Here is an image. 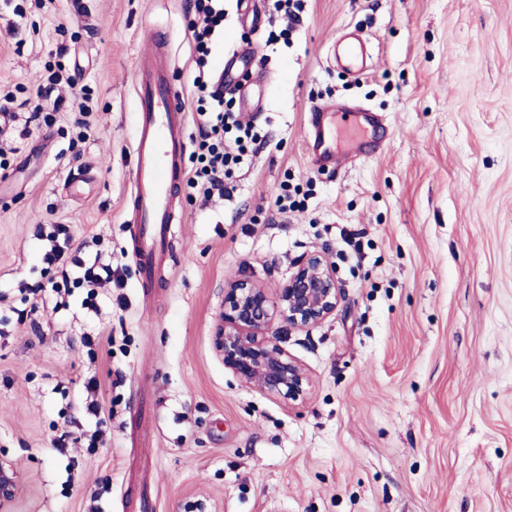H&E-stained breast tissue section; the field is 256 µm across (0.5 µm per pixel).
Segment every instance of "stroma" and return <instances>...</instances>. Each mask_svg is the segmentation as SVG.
Returning a JSON list of instances; mask_svg holds the SVG:
<instances>
[{
  "instance_id": "stroma-1",
  "label": "stroma",
  "mask_w": 512,
  "mask_h": 512,
  "mask_svg": "<svg viewBox=\"0 0 512 512\" xmlns=\"http://www.w3.org/2000/svg\"><path fill=\"white\" fill-rule=\"evenodd\" d=\"M23 5L26 16L13 10ZM232 52L266 59L260 141L231 197L180 185L174 247L154 280L132 256L124 201L133 165L134 69L164 28L173 83L193 70L191 0H0V99L22 102L50 66H80L87 96L0 138V457L21 476L11 512H180L209 493L219 512H512V0H304L289 41L271 0H224ZM18 25L17 38L7 37ZM360 32L359 77L329 59ZM378 113L373 150L331 175L310 164L308 107ZM88 116H81V109ZM91 133L78 140L75 123ZM303 201L280 211L278 194ZM69 225L123 263L97 311L46 282L40 227ZM324 253L341 301L285 329L306 368L294 403L242 383L213 346L224 284L277 289ZM111 341L85 347L100 330ZM106 432L59 453L88 378Z\"/></svg>"
}]
</instances>
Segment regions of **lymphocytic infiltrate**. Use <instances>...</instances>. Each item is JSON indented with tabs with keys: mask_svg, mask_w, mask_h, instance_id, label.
I'll return each mask as SVG.
<instances>
[{
	"mask_svg": "<svg viewBox=\"0 0 512 512\" xmlns=\"http://www.w3.org/2000/svg\"><path fill=\"white\" fill-rule=\"evenodd\" d=\"M194 17L188 24L195 53L191 97L203 138L195 152L197 165L187 177L188 186L204 198L231 196L230 180L259 135L252 123L242 121L216 89L211 69V53L224 35V0H194ZM42 260L62 279L76 277L96 301L102 288L122 282L121 267L94 259L85 262L82 245L76 244L68 225L55 224L44 238Z\"/></svg>",
	"mask_w": 512,
	"mask_h": 512,
	"instance_id": "lymphocytic-infiltrate-1",
	"label": "lymphocytic infiltrate"
}]
</instances>
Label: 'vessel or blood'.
Listing matches in <instances>:
<instances>
[{
    "mask_svg": "<svg viewBox=\"0 0 512 512\" xmlns=\"http://www.w3.org/2000/svg\"><path fill=\"white\" fill-rule=\"evenodd\" d=\"M152 50L135 65L134 90L138 99L137 136L126 217L132 225L133 255L146 278H154L158 258L170 250L174 226L180 217L173 200L184 178L187 101L169 78L168 45L160 31H149ZM330 106L309 107L308 142L320 167H344L351 153L359 152L361 139L350 151H338L335 131L327 120Z\"/></svg>",
    "mask_w": 512,
    "mask_h": 512,
    "instance_id": "vessel-or-blood-1",
    "label": "vessel or blood"
}]
</instances>
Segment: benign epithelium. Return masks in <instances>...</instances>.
I'll return each mask as SVG.
<instances>
[{
  "label": "benign epithelium",
  "instance_id": "1",
  "mask_svg": "<svg viewBox=\"0 0 512 512\" xmlns=\"http://www.w3.org/2000/svg\"><path fill=\"white\" fill-rule=\"evenodd\" d=\"M341 299L331 263L320 253L300 261L296 270L271 297L268 288L248 276L224 285V310L214 335V348L243 383L290 402L303 399L310 378L306 369L278 344L279 320L290 329L315 326L335 311ZM19 490L11 462L0 458V512H6ZM180 512H218L204 491L188 494Z\"/></svg>",
  "mask_w": 512,
  "mask_h": 512
}]
</instances>
